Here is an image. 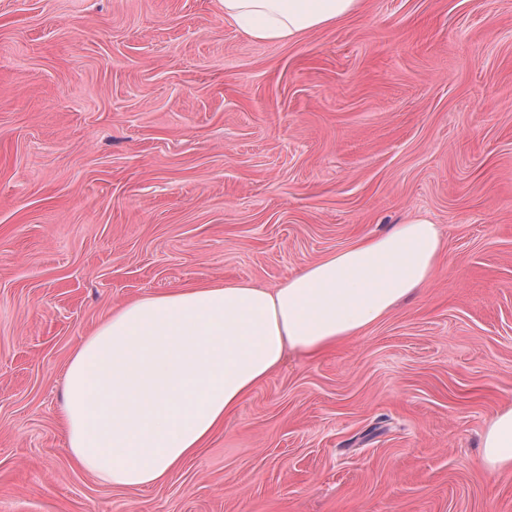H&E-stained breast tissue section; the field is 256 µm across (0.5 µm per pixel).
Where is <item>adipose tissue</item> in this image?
<instances>
[{
	"instance_id": "ef3b65f1",
	"label": "adipose tissue",
	"mask_w": 512,
	"mask_h": 512,
	"mask_svg": "<svg viewBox=\"0 0 512 512\" xmlns=\"http://www.w3.org/2000/svg\"><path fill=\"white\" fill-rule=\"evenodd\" d=\"M257 42H292L363 0H220ZM437 224L416 216L307 263L275 288L248 281L148 294L105 318L63 376L75 467L118 488L154 485L196 455L287 352L317 355L361 335L441 270ZM482 467L512 468V406L483 439Z\"/></svg>"
}]
</instances>
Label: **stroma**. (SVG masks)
Returning a JSON list of instances; mask_svg holds the SVG:
<instances>
[{
	"instance_id": "stroma-1",
	"label": "stroma",
	"mask_w": 512,
	"mask_h": 512,
	"mask_svg": "<svg viewBox=\"0 0 512 512\" xmlns=\"http://www.w3.org/2000/svg\"><path fill=\"white\" fill-rule=\"evenodd\" d=\"M424 216L419 296L292 354L164 481L72 466L67 363L112 308L278 286ZM512 0H365L262 43L218 0H0V512H512ZM481 466L489 472L512 468V406L498 412L488 426Z\"/></svg>"
}]
</instances>
